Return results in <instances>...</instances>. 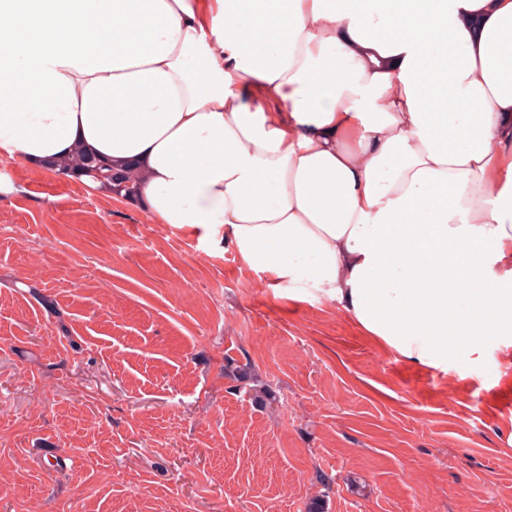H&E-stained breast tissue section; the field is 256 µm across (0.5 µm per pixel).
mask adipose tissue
<instances>
[{
	"mask_svg": "<svg viewBox=\"0 0 512 512\" xmlns=\"http://www.w3.org/2000/svg\"><path fill=\"white\" fill-rule=\"evenodd\" d=\"M78 148L410 363L512 338V0H0V159Z\"/></svg>",
	"mask_w": 512,
	"mask_h": 512,
	"instance_id": "1",
	"label": "adipose tissue"
}]
</instances>
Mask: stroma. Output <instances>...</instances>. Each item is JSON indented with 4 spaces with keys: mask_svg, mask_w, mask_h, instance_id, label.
Segmentation results:
<instances>
[{
    "mask_svg": "<svg viewBox=\"0 0 512 512\" xmlns=\"http://www.w3.org/2000/svg\"><path fill=\"white\" fill-rule=\"evenodd\" d=\"M0 177V512H512L511 345L414 365L228 239ZM224 374L238 383L237 389L253 392V400L257 407L263 408L275 402V397L268 388L254 383L247 365H239L234 359L228 358L224 366Z\"/></svg>",
    "mask_w": 512,
    "mask_h": 512,
    "instance_id": "1",
    "label": "stroma"
}]
</instances>
